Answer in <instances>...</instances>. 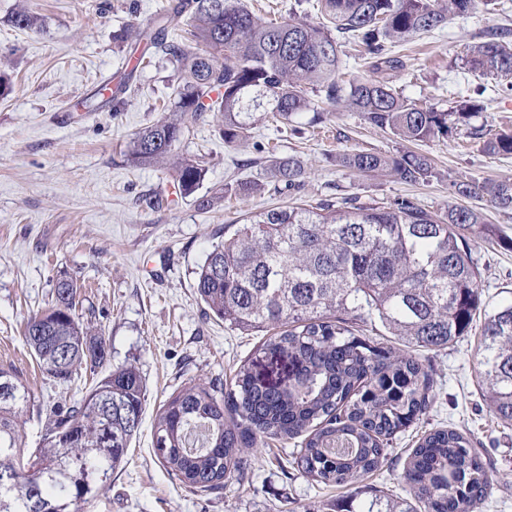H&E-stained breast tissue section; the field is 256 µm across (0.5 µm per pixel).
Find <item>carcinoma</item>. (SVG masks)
Listing matches in <instances>:
<instances>
[{"label": "carcinoma", "mask_w": 512, "mask_h": 512, "mask_svg": "<svg viewBox=\"0 0 512 512\" xmlns=\"http://www.w3.org/2000/svg\"><path fill=\"white\" fill-rule=\"evenodd\" d=\"M317 0L326 24L261 23L241 0H171L157 14L156 31L139 37L138 61L155 48L180 74L169 113L141 130L124 152L133 167L173 161L177 186L191 195L203 181V161L175 154L189 133L183 116L224 118L230 145L250 137L258 122L288 123L311 108L308 91L361 114L370 125L406 142L448 135L480 104L454 111L420 105L392 83L403 67L387 45L442 28L475 0ZM191 39L166 41L182 19ZM10 21L41 26L22 7ZM360 44L377 77L338 80L340 40ZM475 74H512V46L488 40L462 58ZM493 154H512V133L484 141ZM340 166L356 173H389L406 184L435 177L429 156L406 151L344 153ZM305 174L294 157L272 160L271 178L294 188ZM458 195L487 197L512 210V181L452 182ZM488 232L481 214L454 207L433 215L406 199L382 205L278 207L244 224L224 226L197 272L196 294L210 313L243 333H266L264 353L286 357L288 382L268 386L243 363L231 380L191 379L156 414L155 454L192 491L250 480L249 450L270 440H301L306 477L324 485H352L381 469L392 438L431 407L436 381L416 356L446 349L471 331L484 312L479 347L484 402L512 425V296L482 299L480 271L466 234ZM79 286L56 282L49 306L24 325L26 344L47 378L66 383L80 368L95 375L110 361L104 336L76 314ZM0 512H76L126 460L139 431L146 386L139 369L118 367L96 381L75 405L51 406L39 447L23 442L32 392L10 366L0 367ZM403 478L410 497L374 493L350 497L339 512H480L492 489L483 453L456 429L430 430L410 449Z\"/></svg>", "instance_id": "obj_1"}]
</instances>
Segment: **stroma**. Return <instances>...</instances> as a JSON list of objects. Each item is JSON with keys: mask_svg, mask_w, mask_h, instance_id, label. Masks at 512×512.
Wrapping results in <instances>:
<instances>
[{"mask_svg": "<svg viewBox=\"0 0 512 512\" xmlns=\"http://www.w3.org/2000/svg\"><path fill=\"white\" fill-rule=\"evenodd\" d=\"M263 21L323 17L308 0H244ZM162 0H0V365H13L30 387L36 413L28 414L26 447H38L45 409L79 402L89 390L83 377L59 383L42 376L23 335L24 323L41 311L56 280L68 276L82 290L78 312L102 332L109 369L131 363L146 383L139 432L122 469L79 512H321L350 493L376 488L406 497L407 451L425 431L447 427L467 433L490 460L491 494L481 512H512V426L487 409L478 380L479 329L448 348L421 352L437 378L426 415L392 439L384 466L360 483L324 485L298 467L299 441L269 442L252 450L250 481H227L214 492H189L153 450L156 412L186 379L205 383L231 377L241 363L277 380L286 362L265 356L263 339L210 317L194 288L196 273L224 227L257 213L296 203L318 206L350 199L354 204L406 198L431 213L464 206L479 211L490 232L469 237L485 302L512 292V211L452 194L450 181L512 180V155H492L485 139L512 129V91L505 76L481 77L462 58L490 33L512 30V0L486 9L482 0L442 29L417 33L392 55L404 63L394 80L419 103L455 107L482 89V108L448 137L418 144L436 175L408 185L386 175L350 172L337 155L405 147L358 113L319 102L291 126H258L247 140L225 145L219 115L187 117L191 134L179 146L187 157H206L197 195H180L166 166L132 167L123 153L135 134L156 123L172 103L178 71L165 57L135 66L132 47ZM25 6L42 26L21 30L10 14ZM127 80L120 110L89 109L105 79ZM303 161L306 176L296 189L273 190V156ZM241 179L265 188L249 196L225 192ZM224 191L222 203L199 209L196 198Z\"/></svg>", "mask_w": 512, "mask_h": 512, "instance_id": "obj_1", "label": "stroma"}]
</instances>
